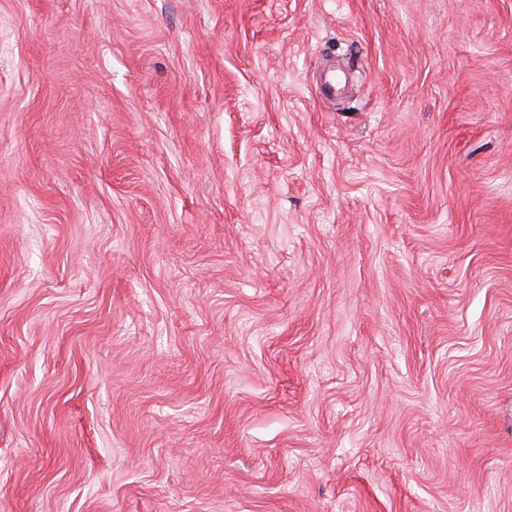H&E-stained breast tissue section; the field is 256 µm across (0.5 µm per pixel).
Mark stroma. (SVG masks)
Listing matches in <instances>:
<instances>
[{"instance_id":"1","label":"stroma","mask_w":512,"mask_h":512,"mask_svg":"<svg viewBox=\"0 0 512 512\" xmlns=\"http://www.w3.org/2000/svg\"><path fill=\"white\" fill-rule=\"evenodd\" d=\"M0 512H512V0H0Z\"/></svg>"}]
</instances>
